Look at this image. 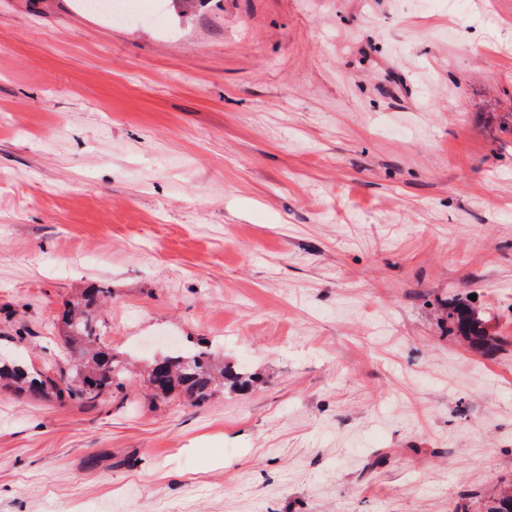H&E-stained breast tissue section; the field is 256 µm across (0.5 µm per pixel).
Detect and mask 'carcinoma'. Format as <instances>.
Listing matches in <instances>:
<instances>
[{"mask_svg":"<svg viewBox=\"0 0 512 512\" xmlns=\"http://www.w3.org/2000/svg\"><path fill=\"white\" fill-rule=\"evenodd\" d=\"M92 302L93 299L85 297L67 305L62 314L65 349L78 354L75 374L61 371L52 376L33 375L15 359L0 356V382L60 400L66 396L93 399L111 389L115 379L122 377L125 366L122 360L94 345L97 322L88 311ZM448 322L449 330L466 337L482 355L492 357L501 350V339L488 331V319L468 303L459 299L448 307ZM148 380L164 394L179 388L195 402L206 399L227 382L233 391H244L252 382L251 377L217 361L210 347L200 345L153 359L148 368ZM484 508L485 512H512V496L497 493L488 498Z\"/></svg>","mask_w":512,"mask_h":512,"instance_id":"cac0c4a2","label":"carcinoma"}]
</instances>
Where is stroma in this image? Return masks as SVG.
<instances>
[{
    "instance_id": "1",
    "label": "stroma",
    "mask_w": 512,
    "mask_h": 512,
    "mask_svg": "<svg viewBox=\"0 0 512 512\" xmlns=\"http://www.w3.org/2000/svg\"><path fill=\"white\" fill-rule=\"evenodd\" d=\"M0 0V352L196 343L203 403L0 389V512H479L512 477V0ZM474 298L494 359L448 332Z\"/></svg>"
}]
</instances>
